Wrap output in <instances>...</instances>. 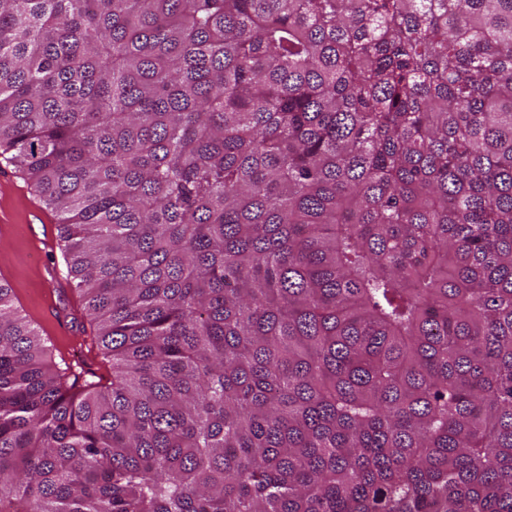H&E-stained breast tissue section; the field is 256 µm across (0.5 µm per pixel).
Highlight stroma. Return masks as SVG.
Returning <instances> with one entry per match:
<instances>
[{
  "label": "stroma",
  "mask_w": 512,
  "mask_h": 512,
  "mask_svg": "<svg viewBox=\"0 0 512 512\" xmlns=\"http://www.w3.org/2000/svg\"><path fill=\"white\" fill-rule=\"evenodd\" d=\"M33 196V191L22 176L0 160V206L16 215L13 223H0V263L10 267L9 282L13 288L14 305L46 338L53 361L84 363L99 373L109 371L112 364L104 360L94 346L93 330L81 333L72 329L63 334L57 328L54 308H61L66 318H78L82 315L81 301L74 283L66 278L60 285L61 294L57 304L49 302L52 285L43 277L41 268L46 263L61 268L65 262L57 247L40 256L30 251L26 201Z\"/></svg>",
  "instance_id": "35a3bbf8"
}]
</instances>
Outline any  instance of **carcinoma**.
Segmentation results:
<instances>
[{"label": "carcinoma", "instance_id": "carcinoma-1", "mask_svg": "<svg viewBox=\"0 0 512 512\" xmlns=\"http://www.w3.org/2000/svg\"><path fill=\"white\" fill-rule=\"evenodd\" d=\"M0 158V512H512V0H0ZM22 192L37 206L33 213L27 215L29 221L33 219L34 214L51 220L53 250L47 249L41 259L43 263L53 264L62 271L63 281L58 286L51 284L43 277L41 271L43 263L34 253L29 252V237L34 244L33 251L39 254L43 252L42 246L45 247L49 239L48 226L41 223L39 230L33 231L29 236L28 224L25 222L27 201L20 198ZM2 205L4 210L17 214L15 223H11L3 210L0 217V265L2 262L9 264L11 272L9 282L13 288L14 306L47 339V345L51 346L53 363H61L60 359L63 357L67 363H86L98 373L112 371L111 359H109L110 362L103 360L97 347H94L95 333L82 317L81 301L74 290L75 282L73 283L68 277L67 267L58 245V217L45 208L13 166L0 160V207ZM50 290H53L54 301L63 310L69 323L70 330L65 334L58 331L55 313L52 311L53 306L49 304ZM73 317L77 318L78 322H84L85 333L71 327Z\"/></svg>", "mask_w": 512, "mask_h": 512}]
</instances>
